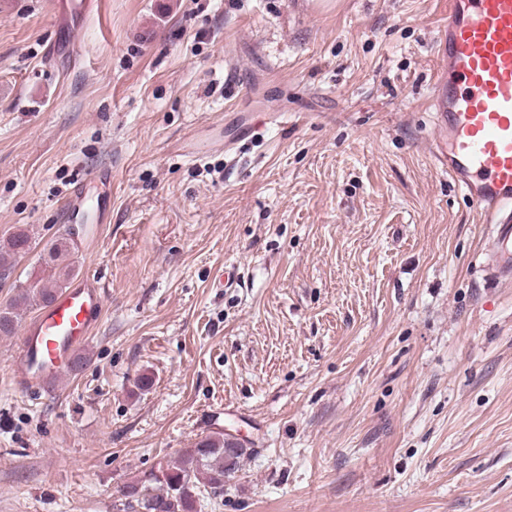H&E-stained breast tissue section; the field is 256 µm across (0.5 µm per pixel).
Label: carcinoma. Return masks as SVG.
<instances>
[{
  "instance_id": "1",
  "label": "carcinoma",
  "mask_w": 512,
  "mask_h": 512,
  "mask_svg": "<svg viewBox=\"0 0 512 512\" xmlns=\"http://www.w3.org/2000/svg\"><path fill=\"white\" fill-rule=\"evenodd\" d=\"M30 248L29 234L20 229L0 247V271L14 269L17 257ZM77 249L75 241L68 243L52 240L40 254L41 273L32 285L19 288L17 293L0 307V334L11 336L19 323L18 310L29 306H46L63 291L75 276L72 256ZM247 455L242 450H229L224 432H214L182 449L173 464L151 477V486L131 487L141 512H195V494L198 485H203L207 494L224 493V477L230 475L238 460Z\"/></svg>"
}]
</instances>
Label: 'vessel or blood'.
<instances>
[{"label":"vessel or blood","instance_id":"vessel-or-blood-1","mask_svg":"<svg viewBox=\"0 0 512 512\" xmlns=\"http://www.w3.org/2000/svg\"><path fill=\"white\" fill-rule=\"evenodd\" d=\"M435 51L440 73L431 106L439 139L436 159L489 227L490 276L512 282V0H446ZM90 170L63 206L66 222L93 213L105 223L100 198L89 188L111 182ZM103 294L85 277L59 294L25 327L17 356L19 382L50 388L100 323Z\"/></svg>","mask_w":512,"mask_h":512}]
</instances>
